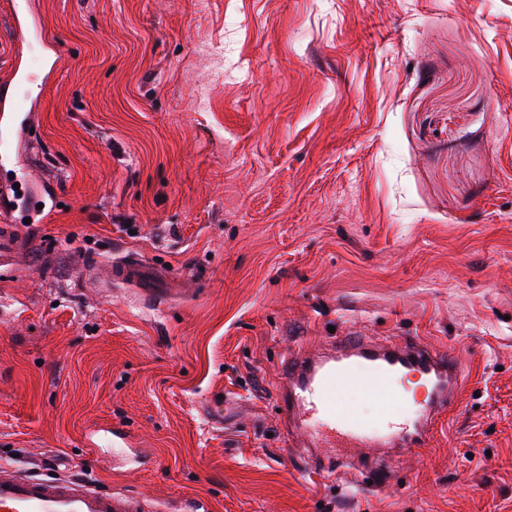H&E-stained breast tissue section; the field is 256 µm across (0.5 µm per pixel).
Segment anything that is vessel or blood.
<instances>
[{"mask_svg":"<svg viewBox=\"0 0 512 512\" xmlns=\"http://www.w3.org/2000/svg\"><path fill=\"white\" fill-rule=\"evenodd\" d=\"M110 282L139 290L144 302L161 303L169 291L155 285L140 260L122 257L107 266ZM432 384L428 399L412 406L396 389L407 373ZM461 376L455 356L418 343L402 348L380 346L360 336L339 339L328 356L310 360L290 357L285 371L284 402L288 433L306 448L340 438L354 448H420L452 405ZM355 385L378 402L365 416L339 408L332 391L336 382ZM0 512H148L143 497L107 492L82 482L31 479L0 468Z\"/></svg>","mask_w":512,"mask_h":512,"instance_id":"obj_1","label":"vessel or blood"}]
</instances>
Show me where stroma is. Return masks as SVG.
<instances>
[{
	"mask_svg": "<svg viewBox=\"0 0 512 512\" xmlns=\"http://www.w3.org/2000/svg\"><path fill=\"white\" fill-rule=\"evenodd\" d=\"M0 0V78L38 42ZM62 52L0 121V465L159 512H512V0H26ZM131 255L182 291L106 284ZM457 356L421 448L326 466L283 366L335 338ZM128 431L149 458L92 446Z\"/></svg>",
	"mask_w": 512,
	"mask_h": 512,
	"instance_id": "35a3bbf8",
	"label": "stroma"
}]
</instances>
